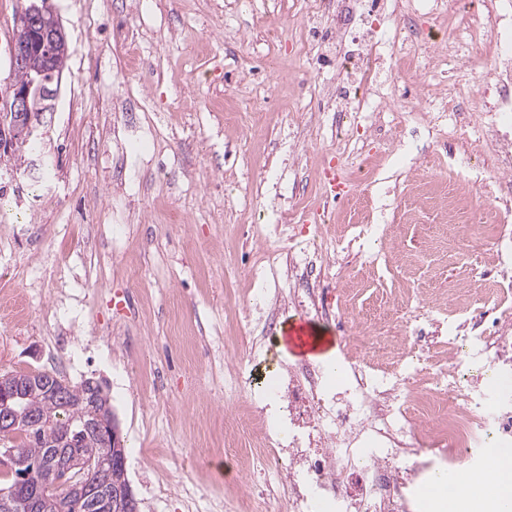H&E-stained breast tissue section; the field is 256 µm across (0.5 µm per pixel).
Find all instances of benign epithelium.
Wrapping results in <instances>:
<instances>
[{"instance_id":"benign-epithelium-1","label":"benign epithelium","mask_w":512,"mask_h":512,"mask_svg":"<svg viewBox=\"0 0 512 512\" xmlns=\"http://www.w3.org/2000/svg\"><path fill=\"white\" fill-rule=\"evenodd\" d=\"M41 51L43 67L25 85L10 82L0 89V152H8L17 142L36 135L43 125V116L54 110L61 89L62 74L54 67V55L67 50V39L58 15L46 2L32 0L15 19L14 34L10 47L12 66L26 64L35 51ZM23 384L13 376H0V430H12L22 417L10 406V402L22 396ZM99 431L112 438V466L123 473L126 457L116 418L102 420ZM0 465L11 470L16 483L0 492V500L14 504L20 489L33 481L39 486L59 488L65 491L72 512H82L87 497V484L79 480L76 469L87 467L78 455L72 456L64 465L40 469L38 464L20 457L16 449L4 446L0 449ZM111 505L122 512H137L138 504L131 486L119 481L112 493Z\"/></svg>"}]
</instances>
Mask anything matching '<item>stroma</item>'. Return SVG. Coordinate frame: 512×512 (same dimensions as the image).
Masks as SVG:
<instances>
[{
  "instance_id": "35a3bbf8",
  "label": "stroma",
  "mask_w": 512,
  "mask_h": 512,
  "mask_svg": "<svg viewBox=\"0 0 512 512\" xmlns=\"http://www.w3.org/2000/svg\"><path fill=\"white\" fill-rule=\"evenodd\" d=\"M309 0H49L65 29L67 66L55 114L35 158L38 182L12 172L0 186L36 214L0 223V374L46 370L78 385L99 382L117 415L127 477L141 512H252L244 475L260 453L259 425H245L250 390L280 367L304 363L288 327L305 321L331 349L317 367L342 362L355 330L345 315L380 316L393 333L402 314L435 360L456 337L490 327L482 309L512 308L495 277L496 238L512 237L494 197L457 201L456 219L480 217L485 239L450 242L437 197L496 169L491 147L459 136L444 151L420 132L437 87L432 71H400L386 131L367 112L365 154L341 149L339 113L321 109L320 82L335 81L322 53L336 34V0H316L320 34L294 44ZM135 43L141 65L128 62ZM443 70L462 92L450 110L479 117V73L455 58ZM152 126L135 140L131 122ZM372 172L353 199H332L317 235L270 253L327 249L329 270L312 272L336 302L325 317L282 307L271 328H244L256 290V227L287 217L296 200L317 206L320 172ZM182 223H171L172 214ZM71 328L82 347L49 353L46 338ZM268 348L249 356L251 337ZM243 423L225 433V414ZM233 438L240 452L218 450Z\"/></svg>"
}]
</instances>
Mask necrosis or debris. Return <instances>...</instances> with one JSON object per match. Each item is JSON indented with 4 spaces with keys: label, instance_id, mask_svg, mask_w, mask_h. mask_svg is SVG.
Returning <instances> with one entry per match:
<instances>
[{
    "label": "necrosis or debris",
    "instance_id": "obj_1",
    "mask_svg": "<svg viewBox=\"0 0 512 512\" xmlns=\"http://www.w3.org/2000/svg\"><path fill=\"white\" fill-rule=\"evenodd\" d=\"M491 27L470 23L452 39L431 30L375 29L372 40L357 43L352 27L390 17L399 0H351L349 28L340 30L345 50L336 53V69L347 78L346 113L387 112L392 97L372 95L374 86L392 83L400 70H416L414 46L432 43L439 59L468 63L473 52L490 54L492 65L479 91V135L495 147L500 175L512 174V0H481ZM411 46L404 61L386 62L396 44ZM251 277L273 304L308 305L329 312L323 296L302 300L304 275L296 260L287 268L255 269ZM395 355L401 372L380 376L375 357ZM435 389L418 393L422 376ZM512 311L499 310L489 331L457 337L447 363L431 361L425 346L390 352L387 337L370 342V354L350 361L344 380L310 365L290 368L273 378L254 407L261 421L263 453L279 461L276 489L258 494L254 512H277L287 500L289 512H423L422 485L435 466L467 461L480 472L490 449L512 447Z\"/></svg>",
    "mask_w": 512,
    "mask_h": 512
}]
</instances>
